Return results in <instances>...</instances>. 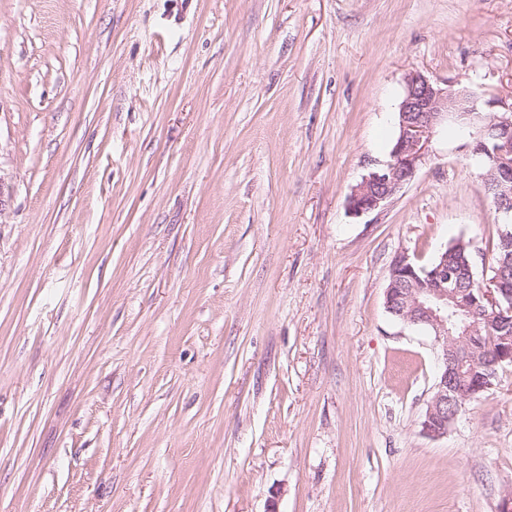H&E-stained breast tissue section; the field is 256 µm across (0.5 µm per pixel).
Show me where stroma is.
<instances>
[{
  "mask_svg": "<svg viewBox=\"0 0 512 512\" xmlns=\"http://www.w3.org/2000/svg\"><path fill=\"white\" fill-rule=\"evenodd\" d=\"M419 72L512 106V0H0V512H499L512 365L447 435L393 257L504 217ZM482 114L473 92L451 91L421 73L409 74L390 159L372 167L353 188L348 197L349 215L360 218L385 206L415 177L443 121L467 116L482 123L472 136L471 156L480 161L481 176L497 211L512 219V106L510 112L492 118Z\"/></svg>",
  "mask_w": 512,
  "mask_h": 512,
  "instance_id": "35a3bbf8",
  "label": "stroma"
}]
</instances>
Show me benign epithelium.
<instances>
[{
  "instance_id": "7a95c632",
  "label": "benign epithelium",
  "mask_w": 512,
  "mask_h": 512,
  "mask_svg": "<svg viewBox=\"0 0 512 512\" xmlns=\"http://www.w3.org/2000/svg\"><path fill=\"white\" fill-rule=\"evenodd\" d=\"M450 116L481 122L472 137L471 155L480 161L497 211L512 217V111L489 117L479 111L473 92L448 90L421 73L406 77L390 159L372 167L353 188L348 197L349 215L360 218L377 211L400 192L425 160L436 129ZM506 266L502 261L500 267L490 268V276L481 281L478 297L470 304L448 287V261L427 272L426 281L420 284L416 272L421 267L408 252L401 251L392 260L386 309L404 324L431 330L441 348V368L423 421L424 430L433 437L445 435L455 419L450 405L475 399L494 385L499 368L512 364V336L479 340L482 350L488 351L479 361L472 346L475 325L455 321L459 315L467 318L485 311L505 325L512 322V288ZM478 366L484 369V376L470 387L467 378Z\"/></svg>"
}]
</instances>
